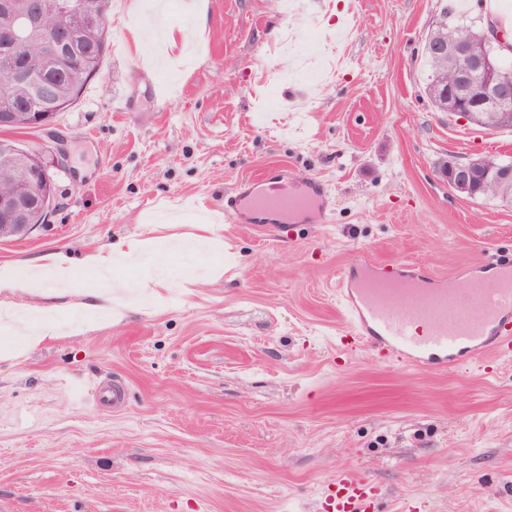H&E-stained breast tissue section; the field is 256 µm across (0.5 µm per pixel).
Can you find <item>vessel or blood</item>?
I'll use <instances>...</instances> for the list:
<instances>
[{"label": "vessel or blood", "mask_w": 512, "mask_h": 512, "mask_svg": "<svg viewBox=\"0 0 512 512\" xmlns=\"http://www.w3.org/2000/svg\"><path fill=\"white\" fill-rule=\"evenodd\" d=\"M326 213V190L318 180L296 187L286 182L224 200V218L241 224H277L311 210ZM347 311L346 344H369L382 361L413 367L474 364L489 355L512 352V266L493 280L472 278L465 291L416 273L374 266L336 279ZM430 327L416 331L417 323ZM377 488L367 478L341 471L330 480L321 512H372Z\"/></svg>", "instance_id": "1"}]
</instances>
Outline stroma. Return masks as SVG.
<instances>
[{"mask_svg":"<svg viewBox=\"0 0 512 512\" xmlns=\"http://www.w3.org/2000/svg\"><path fill=\"white\" fill-rule=\"evenodd\" d=\"M109 0L101 71L51 126L63 147L44 224L0 244V271L144 242L110 276L135 302L117 323L64 309L37 346L0 336V506L7 512H315L347 469L377 512H512V362L489 373L389 366L337 350L336 273L409 263L466 288L512 263V207L453 192L443 160H512V129L437 111L425 43L441 18L479 26L485 0H168L167 39L138 53L154 0ZM205 9L206 29L184 26ZM326 187L329 222L234 224L248 177ZM209 224L200 256L166 240ZM183 259L162 298L141 295ZM121 382V409L95 397Z\"/></svg>","mask_w":512,"mask_h":512,"instance_id":"stroma-1","label":"stroma"}]
</instances>
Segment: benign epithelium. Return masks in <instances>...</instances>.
Returning <instances> with one entry per match:
<instances>
[{"label": "benign epithelium", "instance_id": "benign-epithelium-1", "mask_svg": "<svg viewBox=\"0 0 512 512\" xmlns=\"http://www.w3.org/2000/svg\"><path fill=\"white\" fill-rule=\"evenodd\" d=\"M104 13L102 0H38L34 8L22 0L0 3V36L12 41L24 60L22 68L0 79V95L13 104L0 112L1 131L48 127L54 118L48 106L59 110L71 95L70 86L64 83L33 85L29 44L38 43L44 64L63 53L76 30L102 49L109 36L108 26L98 23ZM448 31L452 35L433 47L436 54L448 59V69L454 74L452 86L460 87V94L448 96V109L471 124L491 117L496 120L495 127L511 128L512 79L502 73L497 58V50L507 46L505 38L492 24L479 30L450 26ZM54 168H65L64 152L54 151V165L50 166L39 152L0 143V184L14 186L9 193L0 192V217L7 220L0 222L1 242L24 238L36 228L31 222V201L40 202L43 214L52 208ZM441 173L457 193L482 197L484 186L491 185L497 199L512 206V169L496 164L491 157L446 159Z\"/></svg>", "mask_w": 512, "mask_h": 512}]
</instances>
